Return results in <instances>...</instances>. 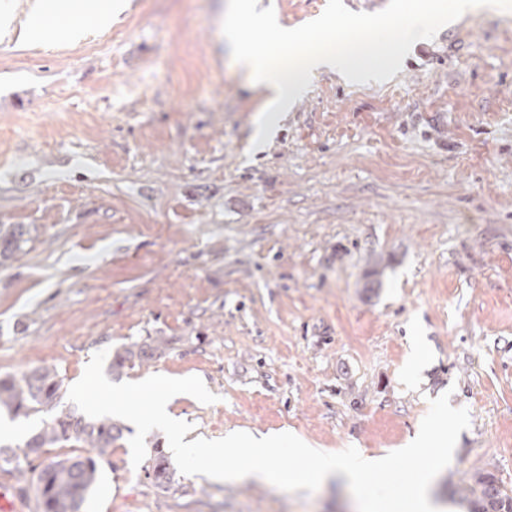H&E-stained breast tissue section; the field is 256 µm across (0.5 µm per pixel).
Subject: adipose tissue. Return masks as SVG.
Here are the masks:
<instances>
[{
  "mask_svg": "<svg viewBox=\"0 0 512 512\" xmlns=\"http://www.w3.org/2000/svg\"><path fill=\"white\" fill-rule=\"evenodd\" d=\"M114 0H36L33 10L37 22L30 31L32 38L42 41L53 39L61 17H68L67 31L79 36L84 30L105 26L112 16Z\"/></svg>",
  "mask_w": 512,
  "mask_h": 512,
  "instance_id": "ef3b65f1",
  "label": "adipose tissue"
}]
</instances>
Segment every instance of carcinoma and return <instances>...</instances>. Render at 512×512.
Returning a JSON list of instances; mask_svg holds the SVG:
<instances>
[{
	"mask_svg": "<svg viewBox=\"0 0 512 512\" xmlns=\"http://www.w3.org/2000/svg\"><path fill=\"white\" fill-rule=\"evenodd\" d=\"M26 230L21 224L0 238V263L10 260L25 242ZM167 341L162 336L117 349L110 363L111 373L118 377L125 369L141 365L163 353ZM61 380L55 369L41 367L17 380L0 377V409L15 416L52 411L60 406ZM124 427L110 417L89 420L71 409H60L41 430L31 435L25 447L31 453L43 448H85L87 454L55 458L40 464L34 487L39 512H81L83 503L98 478V463L112 454L123 438ZM176 471L168 457L156 450L152 476L155 484L168 491L175 482ZM471 499V512H512V497L500 489L498 478L491 472H476L472 482L460 488Z\"/></svg>",
	"mask_w": 512,
	"mask_h": 512,
	"instance_id": "cac0c4a2",
	"label": "carcinoma"
}]
</instances>
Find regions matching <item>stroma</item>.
Returning a JSON list of instances; mask_svg holds the SVG:
<instances>
[{
    "mask_svg": "<svg viewBox=\"0 0 512 512\" xmlns=\"http://www.w3.org/2000/svg\"><path fill=\"white\" fill-rule=\"evenodd\" d=\"M104 30L33 43L27 0L0 40V377L161 336L125 370L195 375L189 439L290 432L325 452L405 446L431 399L466 408L435 495L489 471L512 495V12L415 44L383 83L315 77L253 149L269 93L222 33L227 0H126ZM295 28L326 0H260ZM429 356L407 371L413 337ZM124 440L83 512H357L315 492L177 475ZM26 230L21 224L14 225L9 234L0 238V263L10 260L14 253L21 248V243L26 242L23 239ZM151 468L155 484L163 488L164 491H169L175 482L176 471L171 467V463L163 450L156 448Z\"/></svg>",
    "mask_w": 512,
    "mask_h": 512,
    "instance_id": "35a3bbf8",
    "label": "stroma"
}]
</instances>
